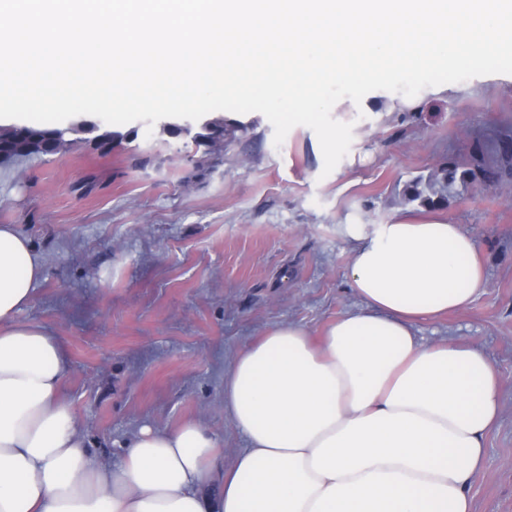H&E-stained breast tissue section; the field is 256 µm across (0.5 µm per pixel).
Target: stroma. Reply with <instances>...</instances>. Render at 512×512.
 Listing matches in <instances>:
<instances>
[{
	"label": "stroma",
	"mask_w": 512,
	"mask_h": 512,
	"mask_svg": "<svg viewBox=\"0 0 512 512\" xmlns=\"http://www.w3.org/2000/svg\"><path fill=\"white\" fill-rule=\"evenodd\" d=\"M376 99L336 113L353 126L358 160L328 174L311 128L278 146L258 112L201 169L170 119L117 126L103 156L84 115L65 121V153L0 168V224L27 236L44 267L18 319L62 341V394L101 459L141 425L196 420L232 463L245 440L224 415L226 365L275 327L318 336L359 308L341 225L431 210L478 240L487 287L415 333L488 351L502 413L469 493L472 512H512V75L452 83L391 112ZM452 166L473 179L432 209L408 200L413 180Z\"/></svg>",
	"instance_id": "stroma-1"
}]
</instances>
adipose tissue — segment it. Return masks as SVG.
<instances>
[{
  "label": "adipose tissue",
  "mask_w": 512,
  "mask_h": 512,
  "mask_svg": "<svg viewBox=\"0 0 512 512\" xmlns=\"http://www.w3.org/2000/svg\"><path fill=\"white\" fill-rule=\"evenodd\" d=\"M360 310L312 341L271 329L224 371V414L247 446L223 467L200 423L145 424L99 461L61 395V343L18 313L43 275L0 225V512H470L501 412L479 344L418 340L487 281L475 237L439 218L343 225Z\"/></svg>",
  "instance_id": "obj_1"
}]
</instances>
